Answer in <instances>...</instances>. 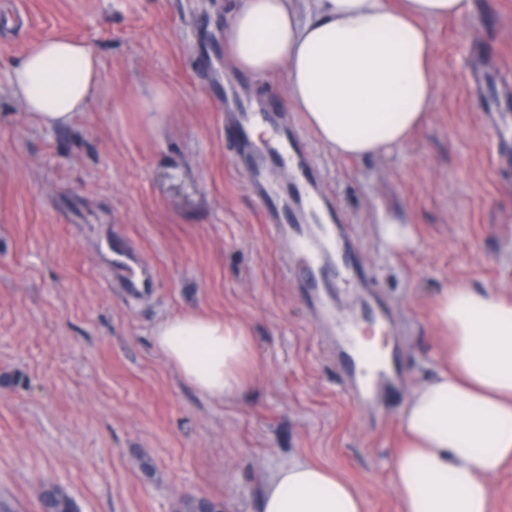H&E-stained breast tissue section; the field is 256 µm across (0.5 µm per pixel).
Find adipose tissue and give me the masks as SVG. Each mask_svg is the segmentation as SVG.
<instances>
[{
	"mask_svg": "<svg viewBox=\"0 0 512 512\" xmlns=\"http://www.w3.org/2000/svg\"><path fill=\"white\" fill-rule=\"evenodd\" d=\"M465 0H241L226 52L255 77L286 71L287 103L334 153L404 144L434 99L426 21L463 16ZM9 91L42 128H63L103 91L102 62L83 41L48 38L13 64ZM451 368L419 385L402 413L407 447L393 465L399 512H490L489 476L512 461V303L488 288H448L435 308ZM155 343L196 390L231 398L256 361L244 329L195 313L156 327ZM261 512H364L361 495L311 462L279 468Z\"/></svg>",
	"mask_w": 512,
	"mask_h": 512,
	"instance_id": "adipose-tissue-1",
	"label": "adipose tissue"
}]
</instances>
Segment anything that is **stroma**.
<instances>
[{
  "mask_svg": "<svg viewBox=\"0 0 512 512\" xmlns=\"http://www.w3.org/2000/svg\"><path fill=\"white\" fill-rule=\"evenodd\" d=\"M236 0H0V499L40 512L41 487L80 512H261L266 477L300 460L334 470L365 512H398L392 462L414 388L448 366L434 317L448 287L512 300V167L489 149V115L512 113L476 77L512 74V0H468L427 22L433 106L385 156L344 158L287 109L285 75L236 70L224 44ZM87 43L104 90L70 126H36L8 94L32 44ZM165 90L160 136L145 134L136 88ZM228 112H267L307 154L326 207L370 264L401 335L385 334L404 382L377 424L347 393L315 333L309 294L249 188L251 162L224 141ZM409 223L389 248L381 216ZM130 245L154 287L112 286ZM200 312L242 326L257 362L240 395L199 394L154 344L164 318Z\"/></svg>",
  "mask_w": 512,
  "mask_h": 512,
  "instance_id": "35a3bbf8",
  "label": "stroma"
}]
</instances>
